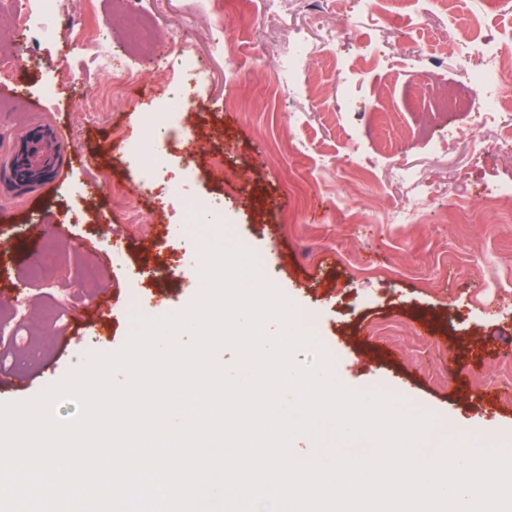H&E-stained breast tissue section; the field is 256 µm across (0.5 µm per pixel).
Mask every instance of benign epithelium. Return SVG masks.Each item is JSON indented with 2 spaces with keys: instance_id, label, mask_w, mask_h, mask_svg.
Here are the masks:
<instances>
[{
  "instance_id": "7a95c632",
  "label": "benign epithelium",
  "mask_w": 512,
  "mask_h": 512,
  "mask_svg": "<svg viewBox=\"0 0 512 512\" xmlns=\"http://www.w3.org/2000/svg\"><path fill=\"white\" fill-rule=\"evenodd\" d=\"M58 147L52 135L45 131L27 134L14 155L11 174L19 186H32L53 177L56 171Z\"/></svg>"
}]
</instances>
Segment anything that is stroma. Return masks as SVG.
<instances>
[{
	"label": "stroma",
	"mask_w": 512,
	"mask_h": 512,
	"mask_svg": "<svg viewBox=\"0 0 512 512\" xmlns=\"http://www.w3.org/2000/svg\"><path fill=\"white\" fill-rule=\"evenodd\" d=\"M343 0H285L269 15L255 0L221 17L204 0H60L52 35L12 32L29 60L0 74V308L10 307L30 253L55 248L50 274L73 290L71 314L84 307L76 290L80 260L71 240L89 252L106 279L97 300L107 334L92 322L55 330L53 348L16 365L23 335L0 340V404L30 401L82 366L89 354L121 350L143 317L160 320L184 310L201 287L199 242L210 224L175 219L177 204L161 202L126 160V146L143 133L141 108L163 96L195 98L200 109L168 128L160 142L162 185L204 203L224 202L225 240L264 260V277L316 322L314 346L294 361L309 367L317 348L333 360L337 381L400 399L439 429L485 428L493 447L512 449V154L480 153L490 131L451 115L430 135L418 131L429 106V80L454 79L457 58L448 42L482 13L481 33L500 40L512 29V10L453 0L448 14L417 20L410 0H379L361 35L340 32L284 88L280 72L287 38L319 43L321 24L336 18ZM222 22L229 55L214 53L210 25ZM100 35L112 60L143 74L126 97L110 96L112 77L94 55L79 51L81 29ZM379 42L380 58L356 54L357 38ZM179 43L205 71L194 81L171 52ZM434 55L418 61V47ZM53 93H45L48 82ZM98 93L96 106L75 102ZM50 129L61 150L55 179L32 192L14 187L10 164L21 138ZM365 177L354 180L349 160ZM194 177L181 179L185 165ZM98 189L88 193L87 182ZM436 183L429 213L414 224L388 214ZM502 193L500 206L483 201ZM149 214L131 224L126 209ZM447 223L435 221L436 214ZM64 218L68 235L55 233ZM121 227L123 238L108 226ZM169 265L173 276L153 284L149 315L132 311L150 271Z\"/></svg>",
	"instance_id": "stroma-1"
}]
</instances>
